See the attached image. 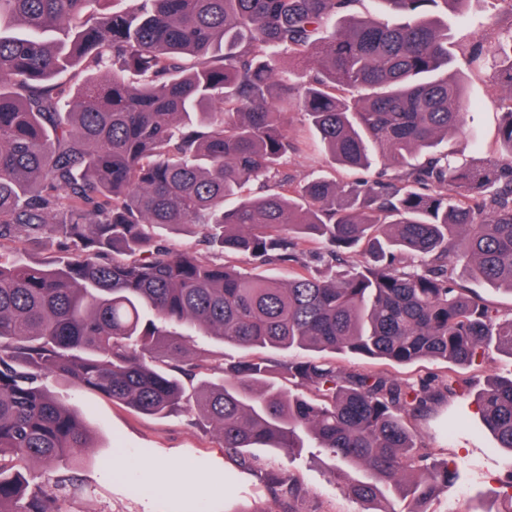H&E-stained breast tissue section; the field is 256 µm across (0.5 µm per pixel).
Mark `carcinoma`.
<instances>
[{
	"label": "carcinoma",
	"instance_id": "cac0c4a2",
	"mask_svg": "<svg viewBox=\"0 0 512 512\" xmlns=\"http://www.w3.org/2000/svg\"><path fill=\"white\" fill-rule=\"evenodd\" d=\"M360 2L0 0V250L53 239L60 252L55 268L0 258V512H54L56 490L79 486L33 485L13 464L49 469L92 447L53 377L147 415L188 406L249 471L250 448H318L376 512H398L391 494L403 512L448 495L458 463L430 460L411 421L466 396L468 379L404 385L322 353L460 368L512 357V316L455 279L461 267L512 293V26L494 51L508 163L472 165L445 148L468 102L433 11L462 18L469 0H373L357 15ZM78 69L94 75L58 81ZM293 111L336 164L387 169L292 186ZM190 228L208 248L156 234ZM355 249L360 268L343 267ZM216 250L279 273H243ZM199 336L258 354L196 355ZM477 401L512 450V376ZM264 480L280 512H299L296 476Z\"/></svg>",
	"mask_w": 512,
	"mask_h": 512
}]
</instances>
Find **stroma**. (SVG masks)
<instances>
[{"label": "stroma", "instance_id": "stroma-1", "mask_svg": "<svg viewBox=\"0 0 512 512\" xmlns=\"http://www.w3.org/2000/svg\"><path fill=\"white\" fill-rule=\"evenodd\" d=\"M496 10L502 26L512 25V7L491 5L490 0H472L464 19H449L453 67L461 74L470 110L466 132L448 141V150L458 161H497L499 107L504 90L491 79V56L471 62L474 45H490L495 29L481 26L489 10ZM295 182L323 175L343 185L356 179L355 171L336 165L326 155L304 151L287 165ZM336 362L350 370H379L400 382L419 384L440 381L457 374L456 366L436 361L396 364L362 357L337 356ZM512 371V357L492 352L465 368L471 393L465 399L442 403L426 416L413 421L425 447L433 453L457 459L461 477L446 498L433 504L435 512L452 506L457 512H505L512 500L504 495L502 483L512 472V452L497 447L484 429L474 394L493 378ZM53 389L66 405L84 416L93 446L64 459L56 469H34L36 483H54L58 474L78 475L82 487L57 494V512H180L193 500L206 501L208 512H279V505L260 480L259 471L238 469L224 454L220 441L204 419L185 411L160 418L135 412L96 393L65 382ZM259 470H276L297 475L307 491L303 512H364L362 504L349 498L337 484L333 463L317 449L289 457L268 448L251 449ZM159 463L169 473L184 475L192 491L164 495L137 488L133 474L145 464Z\"/></svg>", "mask_w": 512, "mask_h": 512}]
</instances>
